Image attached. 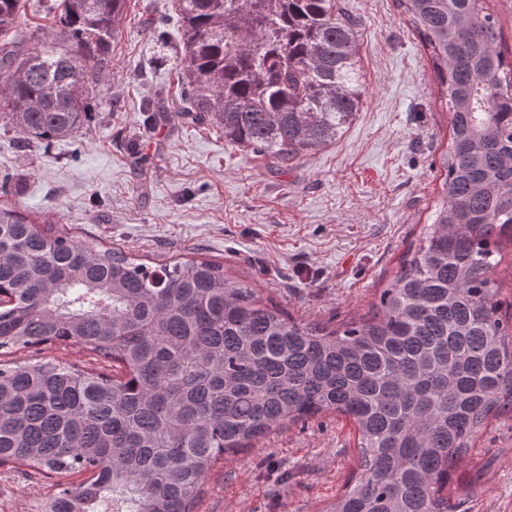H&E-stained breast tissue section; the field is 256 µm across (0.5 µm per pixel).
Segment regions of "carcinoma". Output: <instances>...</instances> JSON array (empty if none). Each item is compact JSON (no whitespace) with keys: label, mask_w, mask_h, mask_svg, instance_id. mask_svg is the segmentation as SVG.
<instances>
[{"label":"carcinoma","mask_w":512,"mask_h":512,"mask_svg":"<svg viewBox=\"0 0 512 512\" xmlns=\"http://www.w3.org/2000/svg\"><path fill=\"white\" fill-rule=\"evenodd\" d=\"M127 0H62L18 53L1 38L0 118L17 144L82 128ZM448 109L439 202L377 303L296 321L205 257L146 263L0 201V466L49 475L37 512H196L213 468L268 431L332 412L357 463L326 512H468L454 478L491 420H512V61L489 0H397ZM186 112L286 162L339 138L365 88L336 0H177ZM61 41L65 47H56ZM79 345V366L8 357Z\"/></svg>","instance_id":"cac0c4a2"}]
</instances>
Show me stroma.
Masks as SVG:
<instances>
[{
  "label": "stroma",
  "instance_id": "stroma-1",
  "mask_svg": "<svg viewBox=\"0 0 512 512\" xmlns=\"http://www.w3.org/2000/svg\"><path fill=\"white\" fill-rule=\"evenodd\" d=\"M59 2L27 0L17 38L54 27ZM172 2L127 0L110 77L75 137L23 149L0 120V192L148 261L222 262L293 317L337 324L364 314L419 243L448 141L432 65L406 15L396 0H336L355 24L363 104L335 143L280 163L181 116ZM149 101L170 121L149 127ZM355 459L343 417L274 430L214 469L197 510L323 512ZM456 475L478 489L471 512H512V421L482 430ZM50 486L0 467V512H32Z\"/></svg>",
  "mask_w": 512,
  "mask_h": 512
}]
</instances>
